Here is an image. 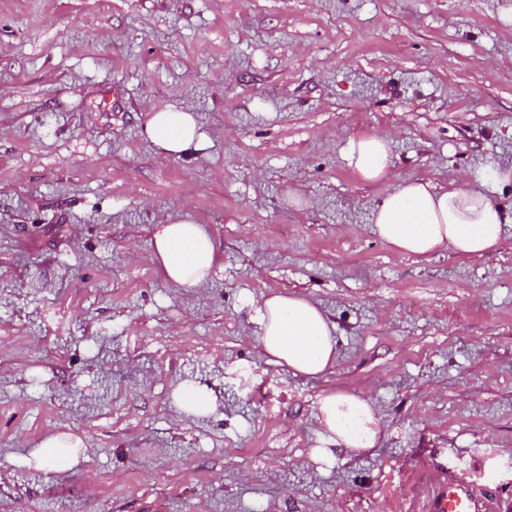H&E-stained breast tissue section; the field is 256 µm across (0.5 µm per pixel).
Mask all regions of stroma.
Wrapping results in <instances>:
<instances>
[{
    "mask_svg": "<svg viewBox=\"0 0 512 512\" xmlns=\"http://www.w3.org/2000/svg\"><path fill=\"white\" fill-rule=\"evenodd\" d=\"M169 105L203 137L165 159ZM511 167L512 0H0V512H401L423 465L512 512V242L415 257L370 222L416 178L511 206ZM185 215L223 253L191 291L152 252ZM272 292L334 324L324 376L268 362ZM191 380L217 407L180 419ZM330 391L379 409L368 454L312 459ZM59 430L79 465H27ZM144 132L162 157L186 153L203 136L190 107L154 110L150 113ZM348 159L350 167L361 181L377 182L387 172L389 139L378 134H359L350 140Z\"/></svg>",
    "mask_w": 512,
    "mask_h": 512,
    "instance_id": "1",
    "label": "stroma"
}]
</instances>
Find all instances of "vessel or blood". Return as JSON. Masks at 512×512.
Here are the masks:
<instances>
[{"label": "vessel or blood", "instance_id": "vessel-or-blood-1", "mask_svg": "<svg viewBox=\"0 0 512 512\" xmlns=\"http://www.w3.org/2000/svg\"><path fill=\"white\" fill-rule=\"evenodd\" d=\"M411 502L410 512H498V497L488 485L451 467L434 475L418 470Z\"/></svg>", "mask_w": 512, "mask_h": 512}]
</instances>
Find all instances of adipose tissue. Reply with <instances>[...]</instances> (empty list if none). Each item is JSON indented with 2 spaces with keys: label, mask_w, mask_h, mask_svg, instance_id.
<instances>
[{
  "label": "adipose tissue",
  "mask_w": 512,
  "mask_h": 512,
  "mask_svg": "<svg viewBox=\"0 0 512 512\" xmlns=\"http://www.w3.org/2000/svg\"><path fill=\"white\" fill-rule=\"evenodd\" d=\"M158 155L178 156L197 145L202 132L191 108L151 112L144 127ZM349 165L364 182L382 179L389 164V140L363 133L352 138ZM371 222L377 236L408 255L426 257L449 250L481 255L512 239V208L490 201L482 187H436L431 181L404 182L375 206ZM153 250L164 279L178 287H205L221 253L202 224L189 216L169 219L154 233ZM260 343L270 361L288 367L293 375L317 378L336 363L338 351L333 324L311 300L295 294H273L257 307ZM315 422L324 441L312 456L322 462L341 450L353 457L376 448L381 417L369 401L349 393L320 397ZM84 440L69 432L48 435L34 449L36 465L69 470L79 462Z\"/></svg>",
  "instance_id": "ef3b65f1"
}]
</instances>
